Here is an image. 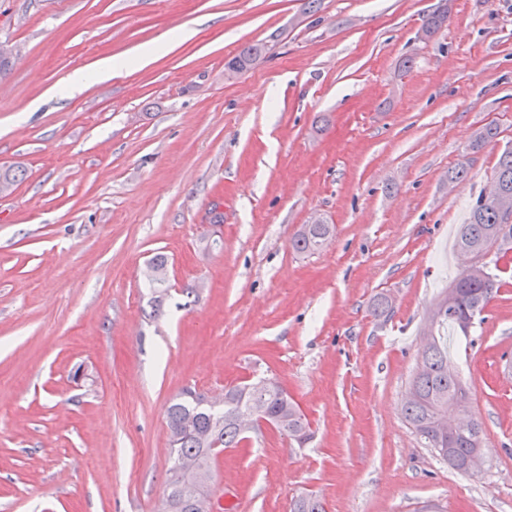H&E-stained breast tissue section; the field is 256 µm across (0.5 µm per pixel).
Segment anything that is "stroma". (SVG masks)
<instances>
[{
  "label": "stroma",
  "instance_id": "1",
  "mask_svg": "<svg viewBox=\"0 0 512 512\" xmlns=\"http://www.w3.org/2000/svg\"><path fill=\"white\" fill-rule=\"evenodd\" d=\"M0 41L18 51L0 79L18 175L0 196V512H155L172 399L264 377L314 436L253 431L218 458L237 512L306 492L327 512H512V277L452 352L484 474L401 415L455 230L512 146V0H0ZM113 54L131 68L67 90ZM315 218L332 237L296 252ZM158 253L163 297L143 277ZM264 50L265 46L262 43L248 45L244 47L238 54L232 57L228 61L227 66H233L239 71H246L252 66L254 61L264 52ZM227 66L224 70V77L226 79H233L238 74H240L239 71Z\"/></svg>",
  "mask_w": 512,
  "mask_h": 512
}]
</instances>
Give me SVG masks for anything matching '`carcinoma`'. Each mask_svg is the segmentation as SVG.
Masks as SVG:
<instances>
[{"instance_id":"obj_1","label":"carcinoma","mask_w":512,"mask_h":512,"mask_svg":"<svg viewBox=\"0 0 512 512\" xmlns=\"http://www.w3.org/2000/svg\"><path fill=\"white\" fill-rule=\"evenodd\" d=\"M448 22V10L439 8L426 20L424 29L437 33ZM265 50L261 43L244 47L228 61L239 71L248 70ZM498 127L487 125L475 136L472 148L478 150L494 142ZM493 181L512 197V147L504 148L499 156ZM333 232L330 224H305L296 233L292 246L298 252H311L323 244ZM475 251L493 248L504 260L505 269L512 268V223L492 203L478 196L466 222L456 235L455 250ZM499 274L487 268L476 270L468 277L458 275L449 290L455 294L453 302L443 297L442 309L433 320L437 333L431 344L422 347L420 360L409 382L408 389L416 398L401 404L405 421L454 470L470 474L468 462L484 436L482 420L475 416L471 429L458 435L440 431L436 417L448 411V403L469 395L461 382L455 364L448 357V336L456 332L468 335L476 316L482 314L490 299L501 286ZM254 408L263 410L265 420L279 426L280 432L298 444L312 436L310 424L299 405L281 389L279 382L268 379L259 388L238 385L224 390V405L214 408L201 394L187 389L168 407L170 467L163 497L170 512H192L194 490L175 477L176 462L190 458L208 473L212 472L218 448H236L245 436L239 431L236 419ZM289 512H326L323 500L313 494L292 498Z\"/></svg>"}]
</instances>
